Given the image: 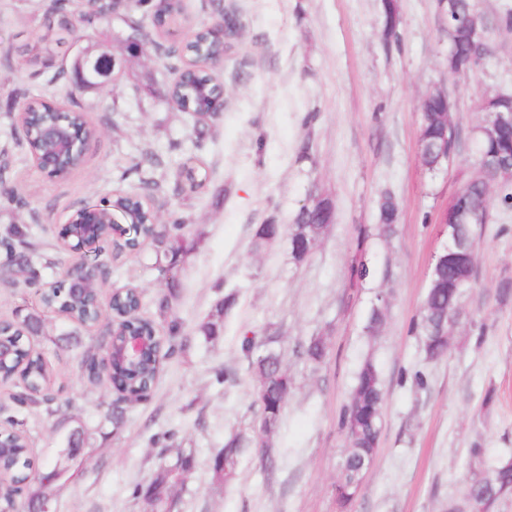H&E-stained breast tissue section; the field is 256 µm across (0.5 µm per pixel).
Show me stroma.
<instances>
[{"mask_svg":"<svg viewBox=\"0 0 512 512\" xmlns=\"http://www.w3.org/2000/svg\"><path fill=\"white\" fill-rule=\"evenodd\" d=\"M382 2L231 0L243 27L218 69L220 117L197 132L192 116L166 100L176 73L154 55L129 60L108 86L79 94L100 134L84 164L60 181L35 164L15 121L19 91L39 81L4 63L10 47L40 43L44 0H0V156L8 164L0 196L25 202L10 211L0 200V239L19 235L42 279H62L71 258L56 242L68 215L136 187L125 168L154 154L165 162L160 202L188 218L192 244L172 286L152 248L101 255L109 285L140 288L143 314L160 332L171 320L181 324L149 396L124 404L117 425L105 419L116 392L87 379L98 330L42 311L33 291L0 273V321L22 308L40 314L37 342L58 400L70 403L53 416L16 413L35 475L50 469L74 428L91 433L78 477L46 487L50 512H150L133 489L180 448L192 450L195 465L177 490L178 512H445L461 495L473 441L489 459L512 453V302L496 300L499 281L512 277V208L494 205L476 245V280L449 330L447 355L426 359L412 331L429 267L448 242L441 215L475 172L483 119L476 100L512 94V31H492L491 56L452 76L448 16L437 0H396L400 40L392 44L382 36ZM437 88L456 104L462 143L455 164L432 172L419 150L420 104ZM196 161L203 187L177 190V167ZM387 192L399 203L396 233L370 239L366 257L390 276L348 287L355 228L376 223ZM315 198L330 200L334 222L305 261L295 263L284 236L254 251L259 225L290 223ZM228 293L237 303L224 331L205 340L196 326ZM382 297L386 323L367 335V313ZM247 336L280 353L292 387L266 456L248 448L235 479L220 488L210 465L225 440L260 436L255 380L241 350ZM312 336L327 346L317 366L294 353ZM367 359L383 381L384 425L373 464L343 509L333 492L346 446L338 418ZM418 371L425 386L413 382Z\"/></svg>","mask_w":512,"mask_h":512,"instance_id":"obj_1","label":"stroma"}]
</instances>
